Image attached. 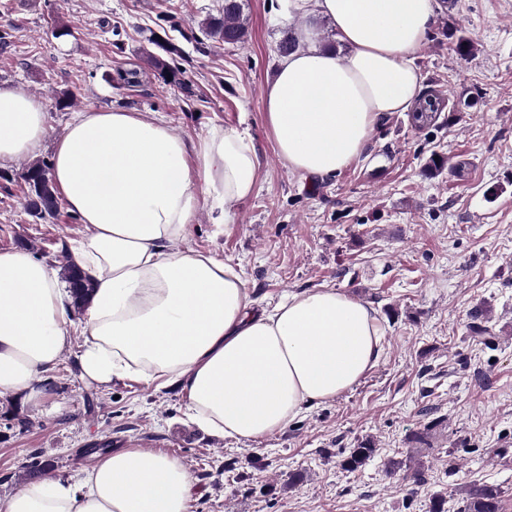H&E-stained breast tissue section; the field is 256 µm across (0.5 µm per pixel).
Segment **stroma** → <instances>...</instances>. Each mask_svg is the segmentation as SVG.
<instances>
[{"label": "stroma", "instance_id": "1", "mask_svg": "<svg viewBox=\"0 0 512 512\" xmlns=\"http://www.w3.org/2000/svg\"><path fill=\"white\" fill-rule=\"evenodd\" d=\"M224 0H0V86L42 103L48 134L32 157L0 162V251L23 249L53 268L89 234L66 206L42 219L18 175L53 159L74 112L120 108L163 118L188 140L234 128L252 142L259 186L214 224L202 206L178 250L233 265L262 307L330 287L371 303L384 333L379 364L351 391L314 405L261 443L236 442L187 417L176 386L131 374L85 382L74 334L47 395L0 397V496L29 480L74 481L102 446L176 457L194 485L193 512H458L471 487L495 485L512 512V0H438L415 63L420 95L441 99L436 120L412 111L375 126L340 173L288 170L264 125L263 90L278 44L299 12L245 0L249 35L227 45L202 23ZM70 27L57 38L52 31ZM469 31L456 54L451 28ZM171 43L165 51L163 43ZM138 73L135 84L119 74ZM72 107L57 104L62 93ZM443 156L428 172L431 154ZM482 311L483 333L470 329ZM370 444L357 470L343 462Z\"/></svg>", "mask_w": 512, "mask_h": 512}]
</instances>
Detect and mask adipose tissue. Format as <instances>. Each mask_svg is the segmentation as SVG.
<instances>
[{"label":"adipose tissue","instance_id":"obj_1","mask_svg":"<svg viewBox=\"0 0 512 512\" xmlns=\"http://www.w3.org/2000/svg\"><path fill=\"white\" fill-rule=\"evenodd\" d=\"M346 54L315 47L283 58L263 92L264 124L289 170L323 178L364 153L377 122L406 111L422 75L414 62L435 0H315ZM46 114L0 87V161L35 152ZM54 180L91 230L74 250L95 289L78 354L83 380L142 374L179 384L191 417L235 441L260 442L310 405L352 389L383 353L377 311L333 288L258 310L236 268L216 255L172 250L203 203L216 223L255 192V151L233 129L189 142L160 118L118 109L74 113L57 139ZM53 268L0 252V395L40 397L74 322ZM193 481L170 455L125 448L77 482H32L0 496V512H193Z\"/></svg>","mask_w":512,"mask_h":512}]
</instances>
